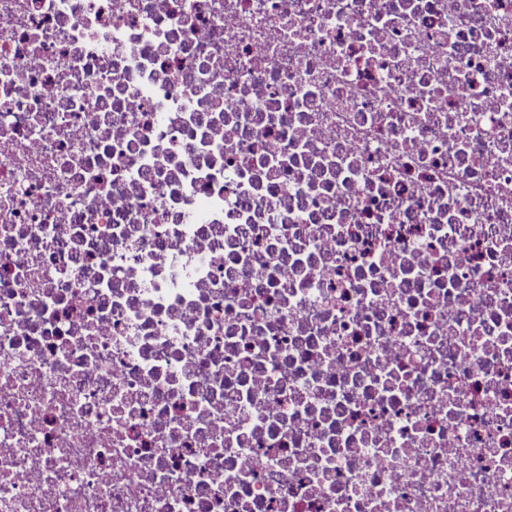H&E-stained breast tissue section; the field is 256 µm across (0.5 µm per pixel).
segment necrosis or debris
Returning <instances> with one entry per match:
<instances>
[{"mask_svg":"<svg viewBox=\"0 0 512 512\" xmlns=\"http://www.w3.org/2000/svg\"><path fill=\"white\" fill-rule=\"evenodd\" d=\"M0 512H512V0H0Z\"/></svg>","mask_w":512,"mask_h":512,"instance_id":"necrosis-or-debris-1","label":"necrosis or debris"}]
</instances>
